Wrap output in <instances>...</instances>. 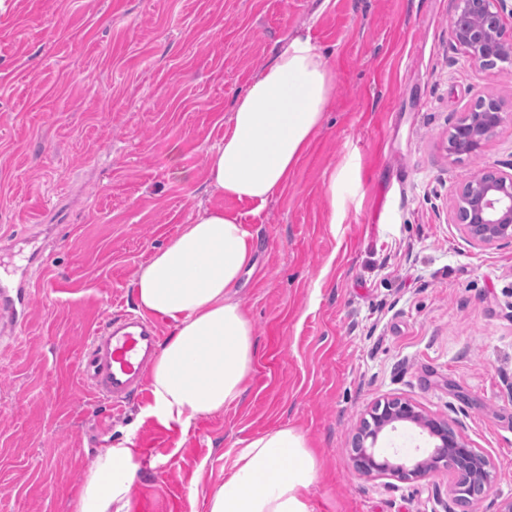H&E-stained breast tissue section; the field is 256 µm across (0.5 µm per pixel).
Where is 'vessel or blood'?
<instances>
[{
    "label": "vessel or blood",
    "mask_w": 512,
    "mask_h": 512,
    "mask_svg": "<svg viewBox=\"0 0 512 512\" xmlns=\"http://www.w3.org/2000/svg\"><path fill=\"white\" fill-rule=\"evenodd\" d=\"M30 301L25 286L0 290V346L20 326ZM158 338L157 326L147 319L132 313L109 315L91 336L75 374L95 398L123 405L142 388Z\"/></svg>",
    "instance_id": "obj_1"
}]
</instances>
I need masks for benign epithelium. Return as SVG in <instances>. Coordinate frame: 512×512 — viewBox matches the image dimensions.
<instances>
[{"instance_id":"7a95c632","label":"benign epithelium","mask_w":512,"mask_h":512,"mask_svg":"<svg viewBox=\"0 0 512 512\" xmlns=\"http://www.w3.org/2000/svg\"><path fill=\"white\" fill-rule=\"evenodd\" d=\"M507 0H456L452 40L463 48L469 62L485 70L512 68V33H507L503 14ZM505 121L503 103L481 96L448 136V153L459 160L480 155L496 138ZM452 223L474 247H512V172L480 169L453 191ZM399 421H412L437 440L432 453L413 468L394 465L375 450L381 431ZM350 459L366 477H422L442 466L452 471L450 493L457 501L472 503L490 486L493 473L489 458L470 446L462 434L425 415L404 397L376 402L354 437Z\"/></svg>"}]
</instances>
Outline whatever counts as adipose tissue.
I'll return each mask as SVG.
<instances>
[{
    "mask_svg": "<svg viewBox=\"0 0 512 512\" xmlns=\"http://www.w3.org/2000/svg\"><path fill=\"white\" fill-rule=\"evenodd\" d=\"M325 55L306 34L291 36L233 102L223 137L207 154L212 193L263 207L282 190L323 126L334 94ZM254 237L240 215L200 210L154 249L133 282L140 315L169 332L147 372L149 416L188 431L241 401L257 357L253 326L238 299ZM140 469L134 432L101 448L72 512H128ZM316 460L304 436L280 427L248 441L206 512H313Z\"/></svg>",
    "mask_w": 512,
    "mask_h": 512,
    "instance_id": "1",
    "label": "adipose tissue"
}]
</instances>
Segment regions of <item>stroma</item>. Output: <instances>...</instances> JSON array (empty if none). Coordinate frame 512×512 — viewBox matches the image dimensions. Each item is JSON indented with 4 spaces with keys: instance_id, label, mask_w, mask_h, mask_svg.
I'll return each mask as SVG.
<instances>
[{
    "instance_id": "stroma-1",
    "label": "stroma",
    "mask_w": 512,
    "mask_h": 512,
    "mask_svg": "<svg viewBox=\"0 0 512 512\" xmlns=\"http://www.w3.org/2000/svg\"><path fill=\"white\" fill-rule=\"evenodd\" d=\"M455 0H7L0 10V287L32 284L0 350V512H71L96 455L135 428L129 512H206L247 441L279 427L313 448L314 512H498L512 498V248L450 222L477 167L512 168V122L473 160L447 151L476 98L512 105V71L472 65ZM329 53L336 93L287 185L260 212L204 190L234 97L286 38ZM349 166L342 205L330 177ZM191 170L193 181L178 177ZM256 241L239 290L258 357L241 402L188 431L115 409L73 368L111 313L135 308L152 249L199 207ZM410 398L491 461L461 505L451 475L370 479L348 450L372 405ZM434 439L404 421L378 452L413 467Z\"/></svg>"
}]
</instances>
